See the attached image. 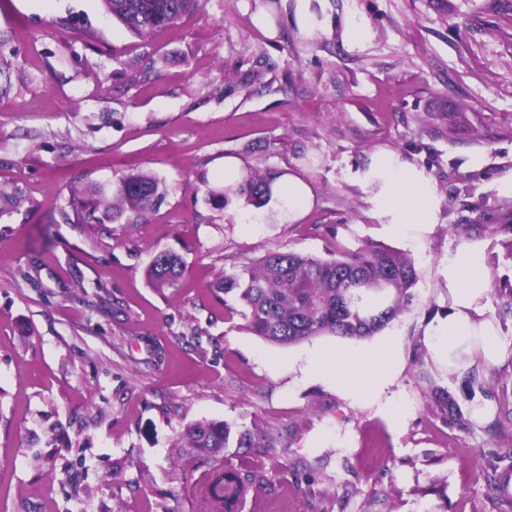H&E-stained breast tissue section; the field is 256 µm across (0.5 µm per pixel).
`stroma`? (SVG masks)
Returning <instances> with one entry per match:
<instances>
[{"label": "stroma", "mask_w": 512, "mask_h": 512, "mask_svg": "<svg viewBox=\"0 0 512 512\" xmlns=\"http://www.w3.org/2000/svg\"><path fill=\"white\" fill-rule=\"evenodd\" d=\"M349 17L367 26L360 43ZM0 84V195L14 201L0 214V512H203L209 465L184 431L205 419L231 428L225 461L266 477L242 512H512V457L498 454L512 426L486 430L512 398V315L492 298L506 354L478 370L487 398L468 397L469 364L435 361L424 336L463 227L484 225L491 280H512V198L495 189L512 172V0H202L144 37L102 0H0ZM379 146L437 186L422 246L388 233L354 181ZM228 157L243 175L299 176L312 206L283 222L277 201H220ZM136 172L168 189L146 218L63 220L72 191ZM370 241L418 273L387 327L399 425L318 379L315 351L371 338L271 344L214 293L268 252L327 259ZM164 250L185 271L156 289L144 273ZM434 387L462 423L444 421Z\"/></svg>", "instance_id": "stroma-1"}]
</instances>
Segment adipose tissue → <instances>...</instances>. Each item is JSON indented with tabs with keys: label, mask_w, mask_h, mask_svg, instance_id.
Masks as SVG:
<instances>
[{
	"label": "adipose tissue",
	"mask_w": 512,
	"mask_h": 512,
	"mask_svg": "<svg viewBox=\"0 0 512 512\" xmlns=\"http://www.w3.org/2000/svg\"><path fill=\"white\" fill-rule=\"evenodd\" d=\"M358 178L369 193L375 218L390 233L418 242L438 224L440 201L431 177L397 151L369 152ZM272 194L292 221L303 216L314 198L311 186L295 175L274 183ZM438 274L448 288V308L425 329L432 356L444 362L449 353L470 352L471 339L478 336L484 365L498 363L504 349L490 314L491 281L483 242L460 241L449 247ZM402 369L400 352L387 338L362 352L342 349L324 358L320 380L348 400L374 405L387 398Z\"/></svg>",
	"instance_id": "1"
}]
</instances>
